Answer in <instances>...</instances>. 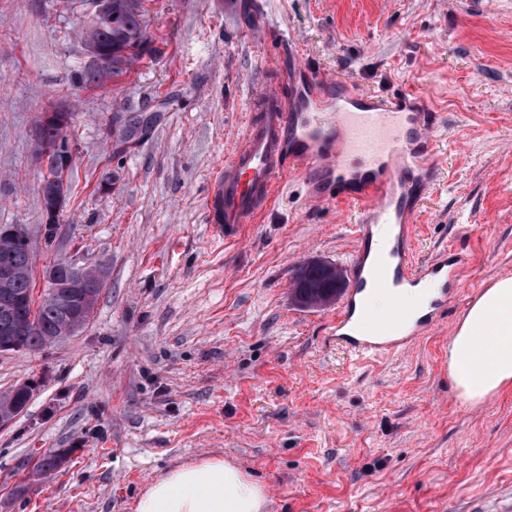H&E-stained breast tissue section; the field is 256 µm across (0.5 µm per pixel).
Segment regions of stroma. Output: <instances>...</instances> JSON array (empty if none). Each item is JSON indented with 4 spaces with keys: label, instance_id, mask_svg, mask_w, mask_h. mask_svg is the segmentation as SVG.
I'll use <instances>...</instances> for the list:
<instances>
[{
    "label": "stroma",
    "instance_id": "stroma-1",
    "mask_svg": "<svg viewBox=\"0 0 512 512\" xmlns=\"http://www.w3.org/2000/svg\"><path fill=\"white\" fill-rule=\"evenodd\" d=\"M152 50L78 86L81 14L0 0V224H23L36 294L57 261L103 270L84 328L0 354V394L35 384L0 428V512H133L187 462L221 457L262 483L266 512H499L512 498V387L464 404L448 343L471 304L512 276V0H145ZM297 51L278 71V32ZM423 98L444 176L414 218L415 256L468 254L448 312L412 348L366 365L338 346L337 304L299 307L297 268L343 265L347 206L279 188L234 243L204 197L265 88L309 76ZM74 114L71 191L44 235L41 112ZM154 126L113 154L114 116ZM111 180V191L100 189ZM67 452L46 478L34 458Z\"/></svg>",
    "mask_w": 512,
    "mask_h": 512
}]
</instances>
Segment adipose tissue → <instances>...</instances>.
<instances>
[{
	"label": "adipose tissue",
	"mask_w": 512,
	"mask_h": 512,
	"mask_svg": "<svg viewBox=\"0 0 512 512\" xmlns=\"http://www.w3.org/2000/svg\"><path fill=\"white\" fill-rule=\"evenodd\" d=\"M448 367L469 403L512 384V276L497 280L470 307L448 344ZM264 486L219 458L184 464L152 481L133 512H264Z\"/></svg>",
	"instance_id": "obj_1"
}]
</instances>
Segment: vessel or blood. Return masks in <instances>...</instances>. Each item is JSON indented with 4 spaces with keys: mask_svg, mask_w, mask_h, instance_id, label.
Here are the masks:
<instances>
[{
    "mask_svg": "<svg viewBox=\"0 0 512 512\" xmlns=\"http://www.w3.org/2000/svg\"><path fill=\"white\" fill-rule=\"evenodd\" d=\"M434 124L424 99L388 103L347 83L333 96L317 80L288 95L260 92L205 198L209 231L221 241L240 238L245 225L269 212L288 173L298 174L311 201L344 204L356 214L333 329L337 345L360 356L409 346L437 324L467 263L448 250L420 262L412 249L413 217L440 176ZM419 286L427 296L416 312L367 321L371 294Z\"/></svg>",
    "mask_w": 512,
    "mask_h": 512,
    "instance_id": "vessel-or-blood-1",
    "label": "vessel or blood"
}]
</instances>
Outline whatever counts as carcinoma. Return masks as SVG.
<instances>
[{"label":"carcinoma","mask_w":512,"mask_h":512,"mask_svg":"<svg viewBox=\"0 0 512 512\" xmlns=\"http://www.w3.org/2000/svg\"><path fill=\"white\" fill-rule=\"evenodd\" d=\"M83 38L96 44L99 53L108 58L109 67L102 68L92 62L79 70V84L99 85L107 78L116 77L130 69L133 62L148 51L149 41L141 14V0H105L104 11L95 20L88 21ZM150 124L140 125L138 117L127 120L125 127L118 129L115 136V150L122 151L132 136L138 131H148ZM36 136L52 142L61 140L68 145L67 130L58 125L39 126ZM30 243H14L0 238V264L6 263L18 270L7 288L13 304L6 306L0 300V342H13L17 350L36 352L52 341L59 328L80 314L83 293L63 289L48 290L35 308L27 301L35 288L30 261ZM295 280L305 285V295L298 304L311 306L310 300L328 290L335 297L343 288L325 279L318 265L307 263L297 272ZM67 462V455L61 451H49L40 456L37 472L40 475L60 470Z\"/></svg>","instance_id":"carcinoma-1"}]
</instances>
